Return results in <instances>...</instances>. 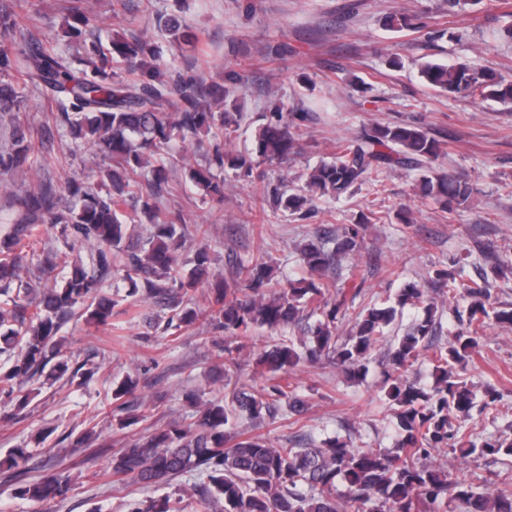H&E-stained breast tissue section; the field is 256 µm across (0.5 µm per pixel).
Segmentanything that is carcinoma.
<instances>
[{"label":"carcinoma","instance_id":"cac0c4a2","mask_svg":"<svg viewBox=\"0 0 512 512\" xmlns=\"http://www.w3.org/2000/svg\"><path fill=\"white\" fill-rule=\"evenodd\" d=\"M24 0L0 7V114L18 113L26 93H38L55 105L53 121L65 127L76 143L90 144L109 167L97 183L87 185L72 176L64 182V204L50 187L27 190L22 211L10 233L0 239V342L17 356L0 371V395L24 404L31 395L27 386L39 379L46 367L60 378L69 371L63 355L64 337L59 335L62 318L82 306L86 321L106 324L112 318L115 301L101 292V280L117 268L135 300L155 298L172 312L169 321L179 332L206 320L231 335L236 346L227 347L228 357L241 354L253 339V330H273L293 322L305 309L321 319L311 336L296 344L276 342L261 353L260 362L276 380L259 394L241 392L229 409L223 401H211L197 411L195 421L183 427L174 421L125 448L112 459V474L148 486L189 472L204 481L192 487V495L213 512H443L450 501H458L465 512H512V479L502 482L494 496L481 491L487 480L473 474L471 481L448 479L425 460L436 448L458 449L467 456L512 457V440L491 435L477 444L462 418L470 416L475 394L461 379L456 367L478 346L480 333L489 317L493 280L504 272L499 262L478 279L463 286L469 299L464 311H456L459 330L447 346L432 345L437 331L433 307L423 289L415 284L403 288L398 303L424 307V316L414 321L389 351L395 376L390 378L386 397L401 435L394 451L349 447L340 438L330 439L322 448H276L266 441L240 433L235 439L224 428L233 414L245 413L256 420L266 413L273 417L281 406L292 413L303 412L304 401L288 380V370L301 362L316 364L330 358L351 375L365 372L369 351L385 339L384 330L396 319V309L373 305L367 308L352 336L336 335V319L345 305L346 288L336 280L322 279L333 263L357 248L363 224L344 228L341 237L319 239L301 250L303 265L312 278L265 297L272 280V266L264 257L246 262L229 260L236 285L211 278L208 246L198 249L193 266L184 270L175 254L176 243L184 237L180 216H159V200L169 187L177 161L170 143L201 134L217 132L225 137L234 132V113L223 110L232 90L216 86L209 91L160 61L157 50L143 37H114L109 45L95 40L85 48L79 67L42 38L35 18L24 12ZM66 34L78 38L92 27L95 17L73 0L68 8ZM392 30L419 29L418 18L395 11L383 18ZM164 27L175 41L194 49L196 35L181 29L174 15ZM119 64L133 78L114 70ZM420 78L429 86L462 97L512 103V80L495 72L478 69L466 62L452 65L428 60L419 65ZM9 151H0V175L22 167L42 166L35 155L28 124L15 118ZM291 124L283 113L267 117L257 132V156L269 162L288 158L293 149ZM440 152L438 141L413 124L375 126L351 141L337 146L334 160L315 167L296 191L273 190L275 209L296 213L311 204L313 197L332 199L351 195L367 182L378 181L382 171L421 172L420 189L451 210L470 201L474 189L466 181L433 177L430 165ZM249 177L255 168L250 156L216 153L213 165L193 169L189 180L206 197L224 199V181L212 171L224 165ZM148 170L149 191L139 194L136 217L150 224L146 242L131 250L124 248L126 224L133 220L125 211L131 175ZM61 226L62 232L94 244L90 258L72 264L65 253L47 261V272H65L63 284L43 289L35 297L21 279L25 249L33 247L38 227ZM431 281L448 293L458 291L454 274L440 269ZM202 282L209 284L206 305L195 303L194 294ZM431 351L434 382L422 386L407 373L423 351ZM127 376L112 390V401L126 409L123 398L136 388ZM25 451L17 448L9 457L18 469L15 494L36 502L67 497L73 478L58 471L39 480H27L20 467ZM347 484L344 497L337 496L336 483ZM182 498L136 501L129 512H183Z\"/></svg>","mask_w":512,"mask_h":512}]
</instances>
